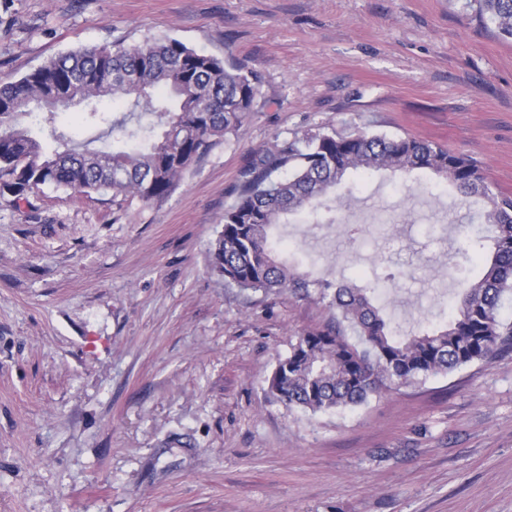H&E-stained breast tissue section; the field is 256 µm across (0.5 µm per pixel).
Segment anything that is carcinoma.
Returning <instances> with one entry per match:
<instances>
[{
	"label": "carcinoma",
	"mask_w": 512,
	"mask_h": 512,
	"mask_svg": "<svg viewBox=\"0 0 512 512\" xmlns=\"http://www.w3.org/2000/svg\"><path fill=\"white\" fill-rule=\"evenodd\" d=\"M478 3L480 17L512 39V0ZM258 95L252 68L177 39L67 52L0 83V196L17 203L52 185L163 200L195 161L247 123ZM117 99L127 102V112L114 116L101 107ZM82 103L88 121L121 134L125 147L91 148L55 125L57 112ZM20 115L36 116L35 128L18 126ZM49 140L66 149L48 152ZM381 170H430L462 197L485 202L477 234L459 248L478 276L458 294L444 328L400 335L373 304L374 287L312 280L279 256L271 238L285 215L306 213L322 223L321 210L330 209L327 200L345 175L364 181ZM210 262L230 286L267 295L288 291L332 311L329 323L297 338L268 378L271 400L312 414L363 405L385 391L490 359L512 343V322L500 317L502 301L512 295V197L494 192L472 159L425 139L319 134L256 155L224 210ZM349 332L359 343L350 342Z\"/></svg>",
	"instance_id": "obj_1"
}]
</instances>
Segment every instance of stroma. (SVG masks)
I'll return each instance as SVG.
<instances>
[{
    "instance_id": "1",
    "label": "stroma",
    "mask_w": 512,
    "mask_h": 512,
    "mask_svg": "<svg viewBox=\"0 0 512 512\" xmlns=\"http://www.w3.org/2000/svg\"><path fill=\"white\" fill-rule=\"evenodd\" d=\"M175 38L261 75L248 123L165 199L0 198V512H512V348L311 414L267 379L330 311L226 286L209 249L255 154L413 136L512 195V39L475 0H0V82L84 46ZM456 189L375 174L332 224L275 229L312 277L379 276L404 329L445 325Z\"/></svg>"
}]
</instances>
